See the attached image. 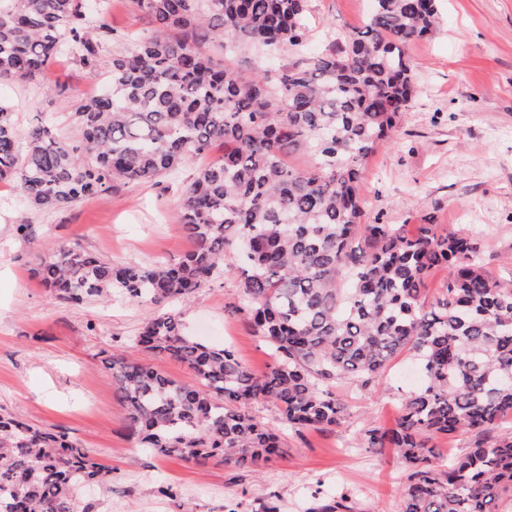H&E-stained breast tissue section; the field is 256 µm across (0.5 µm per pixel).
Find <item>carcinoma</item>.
I'll list each match as a JSON object with an SVG mask.
<instances>
[{
  "instance_id": "cac0c4a2",
  "label": "carcinoma",
  "mask_w": 512,
  "mask_h": 512,
  "mask_svg": "<svg viewBox=\"0 0 512 512\" xmlns=\"http://www.w3.org/2000/svg\"><path fill=\"white\" fill-rule=\"evenodd\" d=\"M133 2L146 31L123 35L132 48L112 53L105 92L73 112L79 144L43 120L19 134L0 104V179L55 211L222 148L180 191L193 243L182 259L114 265L61 242L34 268L67 303L115 293L158 307L105 358L140 447L198 464L267 462L286 444L252 405H271L292 428L332 429L345 412L335 384L369 386L408 351L423 386L401 396L393 427L364 430V447L393 448L405 465L400 512H497L512 492V434L446 462L432 440L491 433L512 415V287L485 273L476 236L371 222L358 191L365 160L412 103L408 47L433 31L437 0H372L362 29L315 55L304 51L310 0ZM108 3L92 13L85 0H0V80L35 79L63 54L97 78L117 33ZM252 48L291 59L271 73L239 61ZM294 154L308 166L285 164ZM439 269L446 281L426 308ZM225 273L273 353L262 374L232 347L187 335L165 308ZM145 355L183 364L194 383ZM110 482L79 443L0 413V512H96L81 492Z\"/></svg>"
}]
</instances>
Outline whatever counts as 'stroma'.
I'll return each mask as SVG.
<instances>
[{
    "mask_svg": "<svg viewBox=\"0 0 512 512\" xmlns=\"http://www.w3.org/2000/svg\"><path fill=\"white\" fill-rule=\"evenodd\" d=\"M311 51L329 34L362 28L370 0H311ZM440 23L409 49L416 92L393 140L372 155L360 194L384 224H438L469 230L482 243L486 273L512 284V0H440ZM98 82L68 57L34 81H0V103L19 131L51 117L56 132L78 140L72 114ZM196 164L158 184L116 183L111 194L53 212L27 206L0 181V411L67 433L112 470L91 487L97 512H311L316 499L346 497L351 512H399L404 467L391 450L361 447L369 426L391 427L399 396L418 390L413 359L401 354L379 385L338 387L346 405L330 430H286L287 458L265 464L198 466L139 448L103 363L155 308L114 295L76 306L58 301L33 268L58 243L79 245L117 264L176 261L191 251L181 228L176 185ZM238 281L227 274L182 304L188 335L232 346L253 371L270 350L235 312ZM167 485L172 495L159 494Z\"/></svg>",
    "mask_w": 512,
    "mask_h": 512,
    "instance_id": "1",
    "label": "stroma"
}]
</instances>
